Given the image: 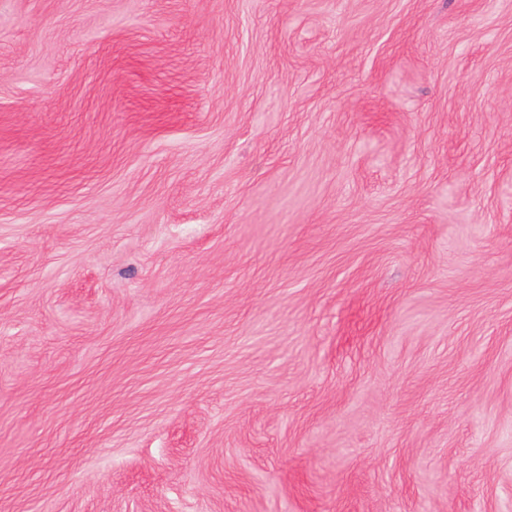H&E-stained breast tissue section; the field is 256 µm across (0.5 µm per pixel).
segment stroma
<instances>
[{
  "instance_id": "obj_1",
  "label": "stroma",
  "mask_w": 512,
  "mask_h": 512,
  "mask_svg": "<svg viewBox=\"0 0 512 512\" xmlns=\"http://www.w3.org/2000/svg\"><path fill=\"white\" fill-rule=\"evenodd\" d=\"M0 512H512V0H0Z\"/></svg>"
}]
</instances>
